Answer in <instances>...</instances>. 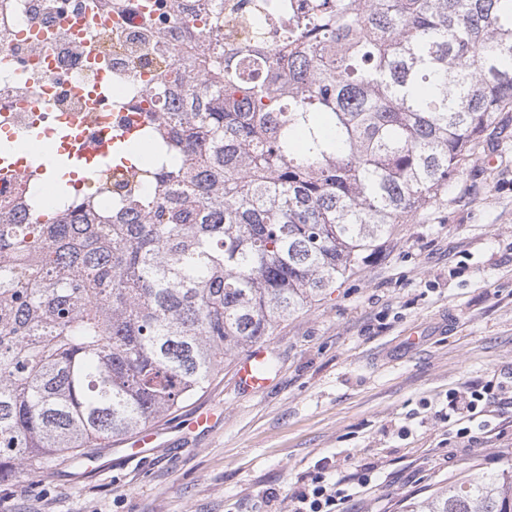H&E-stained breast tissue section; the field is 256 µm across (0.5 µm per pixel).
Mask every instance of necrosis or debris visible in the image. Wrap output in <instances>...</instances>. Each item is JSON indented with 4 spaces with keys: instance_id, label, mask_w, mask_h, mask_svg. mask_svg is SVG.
<instances>
[{
    "instance_id": "obj_1",
    "label": "necrosis or debris",
    "mask_w": 512,
    "mask_h": 512,
    "mask_svg": "<svg viewBox=\"0 0 512 512\" xmlns=\"http://www.w3.org/2000/svg\"><path fill=\"white\" fill-rule=\"evenodd\" d=\"M180 17L179 0H118L106 14L99 0H0V125L22 134L39 120L43 144L55 146L57 116L79 113L97 91L115 131L133 115L149 124L147 111L126 101L130 85L176 76L208 43L179 42ZM55 206L47 180L0 175V216L19 211L42 224Z\"/></svg>"
}]
</instances>
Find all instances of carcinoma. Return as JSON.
Returning <instances> with one entry per match:
<instances>
[{
	"label": "carcinoma",
	"mask_w": 512,
	"mask_h": 512,
	"mask_svg": "<svg viewBox=\"0 0 512 512\" xmlns=\"http://www.w3.org/2000/svg\"><path fill=\"white\" fill-rule=\"evenodd\" d=\"M272 57L209 43L181 113L140 138L185 155L90 200L0 223V482L91 458L175 412L236 352L323 300L444 200L512 109V0H311ZM399 512H512V466Z\"/></svg>",
	"instance_id": "carcinoma-1"
}]
</instances>
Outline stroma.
<instances>
[{
    "mask_svg": "<svg viewBox=\"0 0 512 512\" xmlns=\"http://www.w3.org/2000/svg\"><path fill=\"white\" fill-rule=\"evenodd\" d=\"M504 118L442 204L264 340L275 364L265 390L242 394L231 357L153 422L149 454L119 441L96 470L63 464L1 482L0 512H292L322 467L344 482V512H399L401 500L512 463V112ZM480 388V427L460 437L448 395ZM200 409L222 423L187 433Z\"/></svg>",
    "mask_w": 512,
    "mask_h": 512,
    "instance_id": "1",
    "label": "stroma"
}]
</instances>
